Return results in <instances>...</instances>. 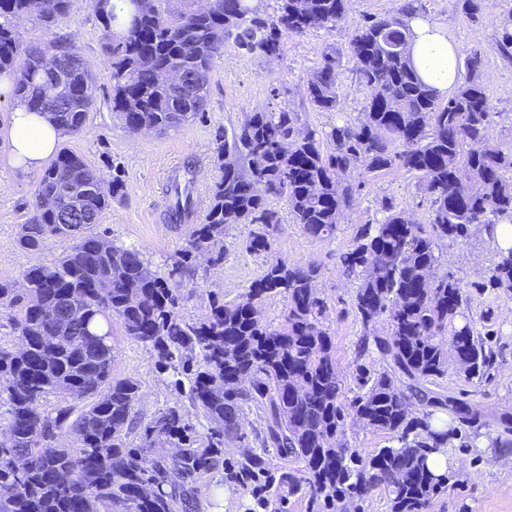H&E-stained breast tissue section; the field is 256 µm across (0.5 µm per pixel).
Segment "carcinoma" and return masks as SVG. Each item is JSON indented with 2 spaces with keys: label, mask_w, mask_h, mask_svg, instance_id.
Instances as JSON below:
<instances>
[{
  "label": "carcinoma",
  "mask_w": 512,
  "mask_h": 512,
  "mask_svg": "<svg viewBox=\"0 0 512 512\" xmlns=\"http://www.w3.org/2000/svg\"><path fill=\"white\" fill-rule=\"evenodd\" d=\"M171 2L129 0L131 19L117 41L118 15L98 12L112 111L133 134L174 128L203 111L226 44L278 57L284 38L340 26L350 0H279L272 15L253 0H210L203 9L179 0L176 10ZM70 6L71 0H0V75L14 79L15 96L31 110L73 134L95 104V77L75 46L26 44L15 30L34 12L51 26ZM423 8V0H400L392 14L365 17L348 35L347 51L324 52L307 81V101L315 112L339 111L347 53L355 82L366 90L355 121L319 131L301 113L282 109L246 112L231 132H217L222 175L203 221L195 222L194 177L171 185L168 219L187 232L165 274L137 247L104 246L92 232L123 193V181L106 182L67 149L51 160L36 198L52 204L35 206L14 245L39 251L56 237L69 249L23 274V297L0 283V304L21 306L15 329L26 341L24 350L0 348V400L8 404L12 437L10 447L0 448V512H178L187 504L177 488L206 480L224 442L248 438L244 421L252 410L262 413V426L232 476L242 488L262 483L278 499L308 487L312 502L321 498L325 508L347 492L378 488L393 512H423L447 481L428 465L452 435L435 427V414L468 426L483 418L478 406L433 386L453 359L468 379L482 381L494 354L466 320L471 297L459 279L444 272L431 288L412 284L441 267L442 247L479 227L494 243L489 284L512 294V248H500L494 237L496 225L512 224V141L492 136L497 113L484 83L486 53L466 52L463 81L439 94L411 64L410 20ZM494 24L492 52L512 64V8ZM171 70L181 73L179 83L166 80ZM398 169L416 177L426 220L384 200L383 219L358 225L338 256L343 274L358 281L359 347L383 364L359 375L351 409L398 442L363 454L346 435L334 342L317 288L320 268L268 259L280 224L271 201L285 202L304 235L327 239L358 201L360 176ZM229 216L247 229L240 246L264 258L263 270L237 299H214L202 319L187 321L177 311L183 277L202 256L224 260ZM278 295L286 299L281 320L257 318L255 308ZM381 321L385 336L376 333ZM116 330L150 347L156 365L188 388L207 433L193 432L177 408L138 430L139 384L113 374ZM51 396L61 402L39 410ZM415 404L423 416L412 415ZM63 430L71 435L67 446L57 441ZM165 445L180 455L154 457L153 449ZM272 449L300 468H272Z\"/></svg>",
  "instance_id": "obj_1"
}]
</instances>
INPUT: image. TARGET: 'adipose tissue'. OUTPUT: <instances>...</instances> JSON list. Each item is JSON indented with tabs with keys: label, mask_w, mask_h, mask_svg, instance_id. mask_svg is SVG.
Wrapping results in <instances>:
<instances>
[{
	"label": "adipose tissue",
	"mask_w": 512,
	"mask_h": 512,
	"mask_svg": "<svg viewBox=\"0 0 512 512\" xmlns=\"http://www.w3.org/2000/svg\"><path fill=\"white\" fill-rule=\"evenodd\" d=\"M411 56L419 76L440 93H447L459 81L457 49L447 30L431 21L411 22ZM0 101L10 104V126L5 137L10 145L7 163L25 172L42 167L56 150L63 132L47 115L29 110L14 98L13 82L0 79Z\"/></svg>",
	"instance_id": "ef3b65f1"
}]
</instances>
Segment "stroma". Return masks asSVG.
<instances>
[{
	"mask_svg": "<svg viewBox=\"0 0 512 512\" xmlns=\"http://www.w3.org/2000/svg\"><path fill=\"white\" fill-rule=\"evenodd\" d=\"M424 2L428 19L447 29L459 51L475 47L487 51L485 81L498 114L493 136L512 140V65L490 52L495 38L493 17L512 5V0H485L475 19L461 12L456 0ZM396 7L397 0H353L345 22L336 30L314 29L287 39L282 55L276 58L245 55L227 47L213 69L204 112L179 129L145 135L129 133L112 110V84L104 73L102 29L94 0H73L70 14L54 26H44L32 16L19 25L18 31L29 44L75 42L96 78V102L82 131L64 136L61 145L81 156L105 179L117 176L124 181L123 195L112 200L96 230L114 243L141 248L163 273L182 248L185 236L184 227L173 226L165 218L170 180L183 174L185 165L193 166V196L202 215L209 207L210 190L221 175L214 153L215 135L237 124L243 113L290 108L300 112L305 124L320 130L355 120L365 103L362 88L344 80L339 111L315 112L304 100L308 77L327 47L346 45L348 32L364 15H385ZM40 179V173L20 174L0 162V282L16 289L22 288L26 269L55 262L69 247L67 241L55 238L48 239L37 252L18 249L14 244L20 224L27 221L35 207ZM386 198L408 207L417 220L425 219L426 207L417 180L402 170L366 179L356 206L346 211L336 236L328 239L305 237L286 204L279 200L273 203L282 219L274 236L273 256L298 265L312 262L320 268L318 288L327 306L324 324L334 341L348 400L356 392L360 368L376 369L380 363L376 354L357 353L361 334L353 308L357 283L343 275L337 257L348 247L355 227L380 219L381 202ZM244 233L242 225H230L224 238L223 262H198L193 275L184 282L190 296L181 303V316L200 318L207 313L212 298L232 300L257 278L261 261L241 249L239 242ZM444 256V270L466 286L472 298L469 315L477 328L488 330V343L496 357L481 383L467 380L453 365L440 381L458 398L478 404L485 418L480 427L456 425L448 442V455L456 464L448 471L447 489L432 498L427 512H512V448L503 447L497 439L498 416L512 412V295L488 285L492 252L484 238L449 244ZM114 371L139 383L138 414L142 422L177 405L191 424L202 426L203 419L197 416L186 394L175 389L172 374L161 371L153 353L142 344L119 339ZM484 437L490 438L489 447H480ZM242 451V443L225 444L209 487L199 497L198 512H252L255 508L252 491L227 479L228 470Z\"/></svg>",
	"mask_w": 512,
	"mask_h": 512,
	"instance_id": "1",
	"label": "stroma"
}]
</instances>
